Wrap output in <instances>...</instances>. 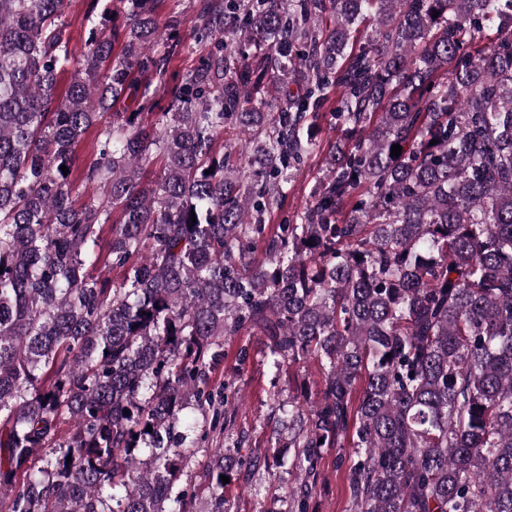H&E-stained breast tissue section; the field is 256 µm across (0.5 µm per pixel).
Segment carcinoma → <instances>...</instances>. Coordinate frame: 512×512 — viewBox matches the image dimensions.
Returning a JSON list of instances; mask_svg holds the SVG:
<instances>
[{"mask_svg":"<svg viewBox=\"0 0 512 512\" xmlns=\"http://www.w3.org/2000/svg\"><path fill=\"white\" fill-rule=\"evenodd\" d=\"M70 2L0 0V512H191L202 444L244 447L214 378L244 333L317 397L215 449L211 512L287 459L311 512L331 448L351 512H512V0H196L167 112L182 17L118 0L75 60ZM318 167L317 158L311 157L305 160L302 171L295 181V187L288 196V201L281 213V217H285L289 212L301 209L306 205L310 187L318 174Z\"/></svg>","mask_w":512,"mask_h":512,"instance_id":"obj_1","label":"carcinoma"}]
</instances>
